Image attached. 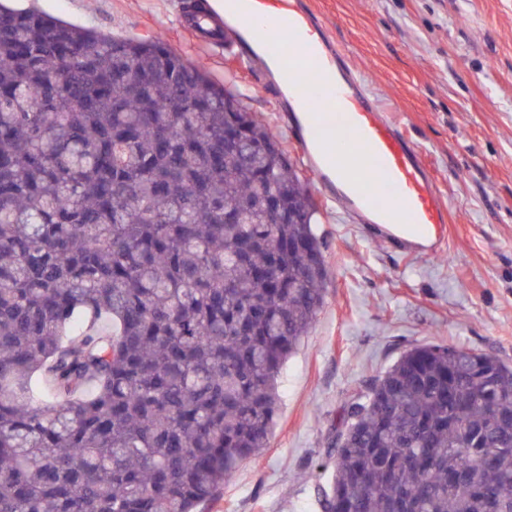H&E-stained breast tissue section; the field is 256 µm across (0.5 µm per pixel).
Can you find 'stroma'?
I'll return each mask as SVG.
<instances>
[{
  "label": "stroma",
  "instance_id": "obj_1",
  "mask_svg": "<svg viewBox=\"0 0 512 512\" xmlns=\"http://www.w3.org/2000/svg\"><path fill=\"white\" fill-rule=\"evenodd\" d=\"M183 0H11L116 36L161 38L244 93L291 160L266 75L192 36ZM371 93L432 168L450 207L428 257L319 207L324 304L279 377L270 443L200 512H321L351 394L412 343L446 342L512 363V0H309Z\"/></svg>",
  "mask_w": 512,
  "mask_h": 512
}]
</instances>
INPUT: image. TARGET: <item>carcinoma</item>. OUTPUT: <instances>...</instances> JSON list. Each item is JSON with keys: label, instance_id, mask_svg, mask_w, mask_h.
Instances as JSON below:
<instances>
[{"label": "carcinoma", "instance_id": "carcinoma-1", "mask_svg": "<svg viewBox=\"0 0 512 512\" xmlns=\"http://www.w3.org/2000/svg\"><path fill=\"white\" fill-rule=\"evenodd\" d=\"M315 214L242 94L162 39L0 3V512H195L267 447L324 304ZM335 453L322 512H512V364L409 346Z\"/></svg>", "mask_w": 512, "mask_h": 512}]
</instances>
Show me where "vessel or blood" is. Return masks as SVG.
Returning a JSON list of instances; mask_svg holds the SVG:
<instances>
[{
  "label": "vessel or blood",
  "mask_w": 512,
  "mask_h": 512,
  "mask_svg": "<svg viewBox=\"0 0 512 512\" xmlns=\"http://www.w3.org/2000/svg\"><path fill=\"white\" fill-rule=\"evenodd\" d=\"M207 41L273 69L279 119L320 192L349 221L435 256L449 207L419 147L384 112L307 0H224L191 24Z\"/></svg>",
  "instance_id": "1"
}]
</instances>
